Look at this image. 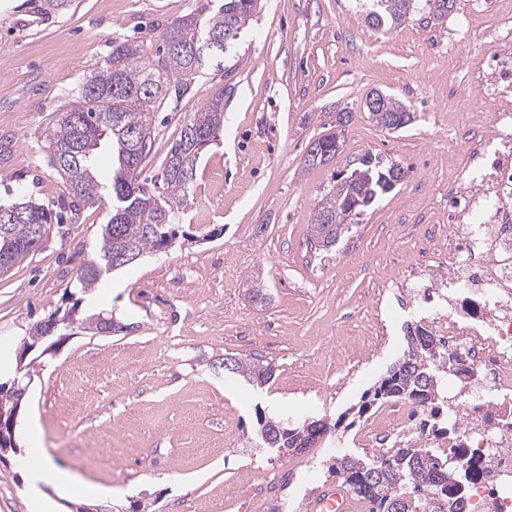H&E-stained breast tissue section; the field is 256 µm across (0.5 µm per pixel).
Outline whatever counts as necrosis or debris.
I'll return each mask as SVG.
<instances>
[{
	"label": "necrosis or debris",
	"mask_w": 512,
	"mask_h": 512,
	"mask_svg": "<svg viewBox=\"0 0 512 512\" xmlns=\"http://www.w3.org/2000/svg\"><path fill=\"white\" fill-rule=\"evenodd\" d=\"M474 85L492 131L467 141L448 182L447 272L438 281L448 309L434 325L465 364L455 389L484 400L471 426L449 424L432 445L473 465L495 462L467 481L464 512H512V54L487 56ZM409 413L404 403L386 405L365 431L370 446L404 432Z\"/></svg>",
	"instance_id": "4bbe7bcc"
}]
</instances>
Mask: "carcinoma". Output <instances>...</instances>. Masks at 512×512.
Segmentation results:
<instances>
[{"label": "carcinoma", "instance_id": "1", "mask_svg": "<svg viewBox=\"0 0 512 512\" xmlns=\"http://www.w3.org/2000/svg\"><path fill=\"white\" fill-rule=\"evenodd\" d=\"M216 5L188 14L166 24L159 33L161 45L151 48L142 41L112 40L111 51L102 68L82 83L75 100L62 106L50 133V162L63 175L73 206L104 203L112 211L101 228L96 257L86 262L77 276L76 288L85 293L101 284L113 255L130 247L136 254L159 251L174 237L173 225L195 178L198 163L216 141L224 126V97L213 99L193 112L165 158L163 191L150 192L140 184L143 163L154 148L152 114L155 107L174 95L187 93L197 76L212 67L227 72L226 62L237 56L243 29L253 16L258 0H215ZM415 12L414 0H369L362 4L364 23L373 29L394 28ZM223 37L221 48H211L208 39ZM372 120L390 130L407 127L412 112L399 99L384 95L382 104L367 109ZM336 131L313 142L322 152L318 161L304 160L307 168L332 161L343 144L344 127L350 112L333 115ZM112 147V182L102 185L96 176L95 160L101 143ZM361 176L353 183L332 175L314 208L311 243L332 247L349 225L358 221L361 206L352 201H375L402 184L407 171L381 155L367 153L355 166ZM53 221L49 206L29 197L0 202V266L21 263L41 244ZM251 301L263 308L271 302L264 281L256 278L248 288ZM407 348L369 389L368 399L356 414L364 417L370 406L389 400H403L428 412L421 425L444 429L439 420L448 403V374L455 372L448 352L420 325L407 327ZM233 374L247 383L263 386L272 379L274 367L258 358L231 359ZM342 420L330 424L312 420L313 431L305 425L292 426L273 417H257V433L269 432L260 446L273 455L291 448L304 436L315 444L337 429ZM460 464L423 444V438L406 439L393 448L371 455L341 454L328 471L359 499L368 512H461L464 485L458 476Z\"/></svg>", "mask_w": 512, "mask_h": 512}]
</instances>
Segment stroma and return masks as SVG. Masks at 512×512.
<instances>
[{"instance_id":"35a3bbf8","label":"stroma","mask_w":512,"mask_h":512,"mask_svg":"<svg viewBox=\"0 0 512 512\" xmlns=\"http://www.w3.org/2000/svg\"><path fill=\"white\" fill-rule=\"evenodd\" d=\"M205 0H72L44 16L34 0H0V199L32 197L67 210L34 255L0 275V349L17 355L30 327L71 306L85 261L109 215L70 210L49 162L46 134L83 79L98 71L116 38L158 41L162 25ZM472 0L447 12L420 6L391 30L368 27L357 0H260L229 73L207 70L190 92L155 113L156 141L140 181H160L165 156L188 113L224 99V129L201 158L172 248L110 272L82 309L127 329L70 336L44 355L22 402L16 451L0 454V512H29V465L51 458L74 479L70 495L42 491L53 512L79 505L107 512H312L335 485L330 460L362 453L366 420L277 461L250 439L258 415L336 422L399 358L405 324L428 306L415 298L394 314L382 297L422 234L440 238L448 179L461 161L449 125L489 132V115L448 52V26L471 63L491 48L467 21ZM378 90L407 104L413 120L393 131L365 109ZM350 111L340 153L309 169L310 144L329 134V115ZM407 170L340 238L309 243L314 208L332 174L365 153ZM262 277L272 293L253 305ZM351 362L340 368L334 347ZM260 357L274 379L254 388L212 361ZM98 485L111 487L97 495Z\"/></svg>"}]
</instances>
